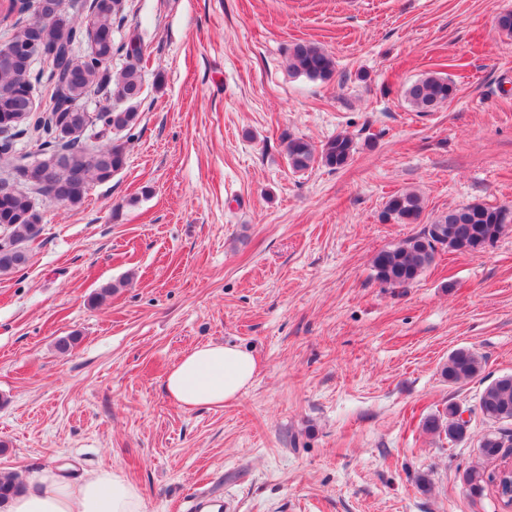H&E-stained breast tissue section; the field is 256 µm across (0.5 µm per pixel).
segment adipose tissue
<instances>
[{
  "mask_svg": "<svg viewBox=\"0 0 512 512\" xmlns=\"http://www.w3.org/2000/svg\"><path fill=\"white\" fill-rule=\"evenodd\" d=\"M258 373L248 351L206 343L186 352L165 379L169 395L182 407L223 406L247 388ZM26 486L0 512H145L137 485L116 470L103 469L73 481L43 468L30 472Z\"/></svg>",
  "mask_w": 512,
  "mask_h": 512,
  "instance_id": "obj_1",
  "label": "adipose tissue"
}]
</instances>
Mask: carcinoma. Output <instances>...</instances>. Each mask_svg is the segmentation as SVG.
Here are the masks:
<instances>
[{
	"instance_id": "1",
	"label": "carcinoma",
	"mask_w": 512,
	"mask_h": 512,
	"mask_svg": "<svg viewBox=\"0 0 512 512\" xmlns=\"http://www.w3.org/2000/svg\"><path fill=\"white\" fill-rule=\"evenodd\" d=\"M126 0H74L75 11L66 20L54 22L35 32L30 18L42 10L44 0H0V22L5 40L0 43V127L12 124V115L28 113L27 121L0 137V275L26 269L31 255L24 242L39 233L42 215L35 196H43L64 206L77 207L88 195L93 182L105 183L125 165V150L114 143L97 148L92 154L90 138L101 139L113 131L132 129L138 119L137 102L143 87L141 49L134 42L118 44L114 29L126 18ZM56 51V63L47 70H34L23 58L6 52V47L26 46L31 41ZM132 59L118 73L110 62L120 53ZM289 68L310 80L326 81L335 71L334 58L323 48L310 43L293 45ZM46 83L52 88L48 107L31 101L34 85ZM455 84L448 77L432 73L413 82L405 91L408 102L421 112H433L453 96ZM97 96L111 105L92 113L84 103ZM33 135L37 159L15 153V143ZM355 153L353 140L337 135L321 149L303 138H291L287 144L288 164L295 172L306 171L316 162L340 169ZM503 208L469 204L449 210L425 225L420 232L398 245L382 249L372 260L374 278L389 288H407L434 262L438 252L476 254L483 246L494 244L508 224L501 220ZM423 201L414 192L391 196L382 212V220L397 224H418ZM480 357L469 348H459L448 356L441 376L456 384L481 371ZM477 410L483 417L512 421V376L490 382L479 396ZM469 425L458 418V405L450 403L422 421V430L451 441L467 436ZM505 435L488 433L479 443L487 459H496L504 448ZM465 480L475 491L493 482L485 472L470 468ZM23 491L17 477L0 478V504Z\"/></svg>"
}]
</instances>
